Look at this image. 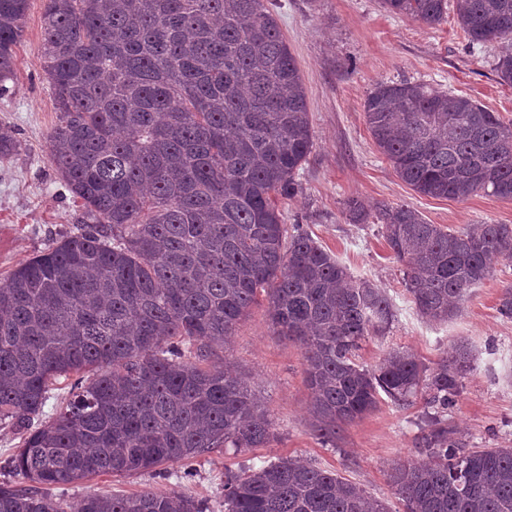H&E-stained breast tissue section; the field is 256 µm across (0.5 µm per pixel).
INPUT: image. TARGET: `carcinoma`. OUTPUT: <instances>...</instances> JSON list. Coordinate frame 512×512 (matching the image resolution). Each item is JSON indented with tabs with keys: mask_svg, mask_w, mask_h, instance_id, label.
<instances>
[{
	"mask_svg": "<svg viewBox=\"0 0 512 512\" xmlns=\"http://www.w3.org/2000/svg\"><path fill=\"white\" fill-rule=\"evenodd\" d=\"M29 0H0V95L9 91ZM267 0H46L41 47L58 124L48 159L82 201L77 232L0 280V423L21 436L0 483V512H65L47 494L93 475L133 474L218 448H262L270 415L213 348L267 302L272 326L299 344L312 427H341L386 397L423 396L429 463L398 462L387 480L404 512H512V448H466L448 409L476 354L461 342L434 365L402 348L373 368L363 342L389 330L381 289L354 279L308 234L283 224L278 198L313 147L300 70ZM435 27L448 0H381ZM472 45L496 41L512 85V0H453ZM364 114L398 177L425 196L480 191L512 200V125L470 98L425 83L380 82ZM0 125V157L18 151ZM350 220L381 225L404 266L417 314L445 322L501 261L511 224L446 230L402 204L352 198ZM72 399L39 427L51 386L71 374ZM77 512H207L145 489L88 495ZM224 512H389L336 473L295 457L224 472Z\"/></svg>",
	"mask_w": 512,
	"mask_h": 512,
	"instance_id": "1",
	"label": "carcinoma"
}]
</instances>
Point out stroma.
Instances as JSON below:
<instances>
[{
    "label": "stroma",
    "mask_w": 512,
    "mask_h": 512,
    "mask_svg": "<svg viewBox=\"0 0 512 512\" xmlns=\"http://www.w3.org/2000/svg\"><path fill=\"white\" fill-rule=\"evenodd\" d=\"M271 3L301 72L313 132V148L295 176L296 192L279 203L284 222L308 232L354 277L382 288L396 312L385 337L363 344L359 363L372 366L389 348L403 347L429 365L457 341H468L478 360L448 422L466 447L511 448L512 319L500 315L498 303L512 287V263L497 265L472 288L459 316L427 323L415 312L379 225L351 223L344 208L355 197L372 208L409 205L448 230L512 225V200L482 192L464 200L416 193L374 145L364 118V101L377 82L405 80L471 98L511 124L512 86L499 83L493 70L499 43L469 45L455 15L431 28L385 11L379 0ZM44 7L45 0H30L15 48L17 78L0 96V123L11 126L21 143L16 154L0 159V278L83 220L80 200L62 187L48 160L47 136L58 112L41 59ZM227 352L269 410L274 437L267 447L218 450L127 476L96 475L54 490V498L72 506L89 494L129 496L150 488L224 512L225 469L297 456L357 483L390 512H403L386 472L399 461L425 460L419 429L424 399L405 407L381 400L376 410L342 426L331 446L311 427L303 351L278 335L265 306L253 307L236 325Z\"/></svg>",
    "instance_id": "35a3bbf8"
}]
</instances>
